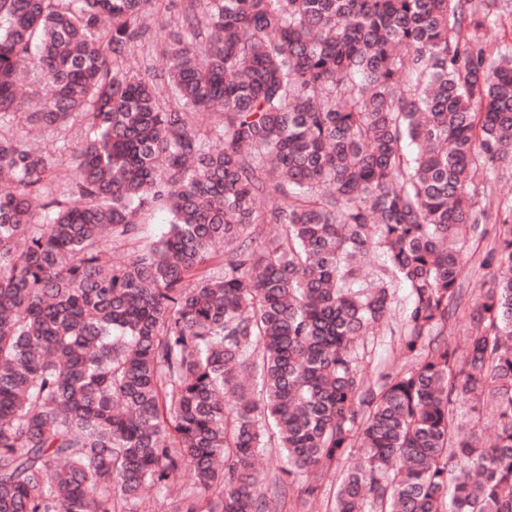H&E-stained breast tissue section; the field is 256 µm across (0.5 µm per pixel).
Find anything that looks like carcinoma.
Here are the masks:
<instances>
[{
    "label": "carcinoma",
    "mask_w": 512,
    "mask_h": 512,
    "mask_svg": "<svg viewBox=\"0 0 512 512\" xmlns=\"http://www.w3.org/2000/svg\"><path fill=\"white\" fill-rule=\"evenodd\" d=\"M175 1L167 67L131 71ZM494 2L0 0V512H146V489L172 512H282L266 448L281 487L330 483L331 512H512ZM78 116L61 191L57 160L6 127ZM154 204L170 230L143 245ZM488 235L476 294L464 252ZM382 329L404 364L368 374Z\"/></svg>",
    "instance_id": "1"
}]
</instances>
